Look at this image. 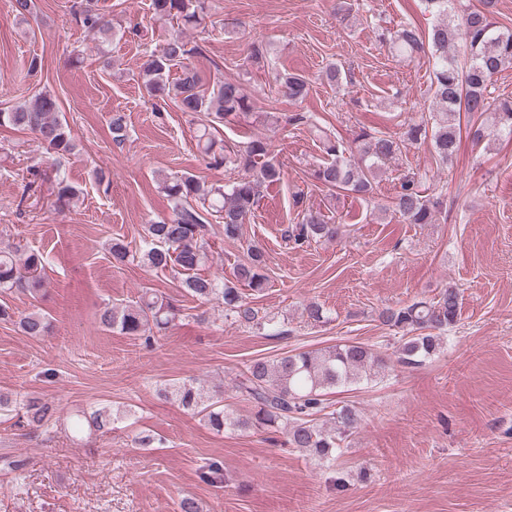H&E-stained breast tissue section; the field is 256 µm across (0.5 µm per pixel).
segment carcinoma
Here are the masks:
<instances>
[{"label": "carcinoma", "instance_id": "carcinoma-1", "mask_svg": "<svg viewBox=\"0 0 512 512\" xmlns=\"http://www.w3.org/2000/svg\"><path fill=\"white\" fill-rule=\"evenodd\" d=\"M434 23L428 33L407 24L390 36L392 48L407 57L429 56L430 91L436 108L421 122L407 124L401 138L383 131L362 129L354 144L357 152L347 151L329 128L312 125L328 159L311 173L313 180L329 191L372 195L373 183L386 161L394 158L403 144L430 140L437 158L447 162L455 155L461 138V114L469 118L468 135L473 143L485 139L487 117L499 135L512 139V98L492 97L494 78L512 65V32L500 30L496 22L498 0H478L462 7L460 0H422ZM152 16L172 20L183 27L200 26L209 14L208 0H151ZM85 30L106 38L112 25L85 0L74 13ZM194 49L176 34L161 48L143 57L139 66L141 85L151 98L172 100L180 111L204 115L208 123L200 128L199 141L207 165L232 166L241 175L221 187L209 184L193 174L161 178L162 191L171 205L169 217L145 227L144 247L137 251L121 240L112 242L110 253L114 266L139 263L160 271H170L180 279L183 290L197 301H215L224 308V318L240 327L263 331L272 318L254 306L249 296L262 294L268 285L266 255L256 244H248L245 261L234 268L235 281H223L202 274L211 248L207 216L223 224L224 238L237 240L261 201L263 189L281 181L282 170L272 156L271 143L264 137H252L228 150L212 135L211 124L232 120L254 111V100L242 79H226L207 88L190 59ZM180 74L171 77L172 67ZM276 83L288 98L307 97L309 82L298 74H277ZM0 128L28 131L49 151L70 156L76 144L68 125L58 115L56 99L47 92L30 100L0 109ZM112 138L127 136L126 116L112 113ZM34 177L55 185V205L66 207L78 199L79 191L58 174L42 169ZM426 173L404 176L392 201L393 213L407 224H434L436 202L426 194ZM343 225L330 222L320 210L304 208L301 220L284 231V238L296 247L312 241L336 240ZM44 257L39 252L19 249L0 251V288L20 287L36 296L46 289L42 275ZM250 291L245 295L238 288ZM182 308L154 291L145 290L138 300L106 308L100 323L107 329L142 340L151 347L157 337L175 325ZM460 316V298L453 286L443 289L431 300L421 299L399 307H389L379 314L381 322L399 334L398 362L410 368L431 359L443 344L444 334ZM21 331L31 337L50 333L48 316L33 310L19 317ZM388 370L385 356L363 343H343L314 351H299L275 359L257 358L238 374L234 390L251 403L253 411L245 418H231L224 411L222 391L204 392L194 381H184L162 391L182 408L199 415L216 432H280L288 446L316 461L331 462L342 453V444L357 429L359 411L349 405L331 408L329 391L381 377ZM27 425L39 429L49 421H59L57 410L44 399L29 395L20 402ZM112 415L103 409L81 410L70 419L75 439L104 429Z\"/></svg>", "mask_w": 512, "mask_h": 512}]
</instances>
